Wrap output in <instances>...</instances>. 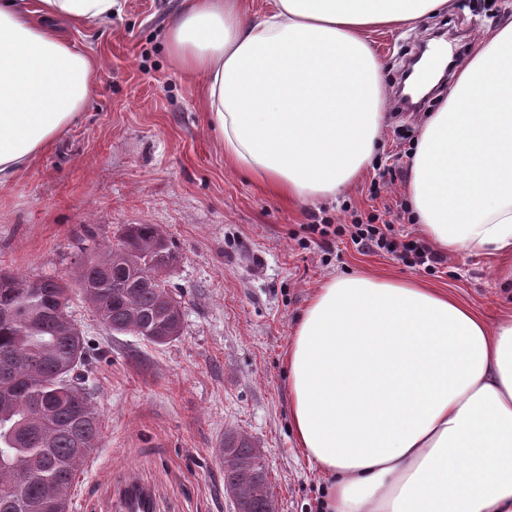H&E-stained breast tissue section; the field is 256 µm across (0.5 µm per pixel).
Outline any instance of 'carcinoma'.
<instances>
[{
  "instance_id": "1",
  "label": "carcinoma",
  "mask_w": 512,
  "mask_h": 512,
  "mask_svg": "<svg viewBox=\"0 0 512 512\" xmlns=\"http://www.w3.org/2000/svg\"><path fill=\"white\" fill-rule=\"evenodd\" d=\"M82 252L77 282L99 322L155 344L176 338L161 315L173 296L161 279L174 256L155 224H127L118 243ZM70 284L0 269V512H59L100 435L85 388V339L69 328ZM244 463L232 478L267 475L252 467L253 443L232 441Z\"/></svg>"
}]
</instances>
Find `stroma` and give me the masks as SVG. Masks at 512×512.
Here are the masks:
<instances>
[{
  "label": "stroma",
  "mask_w": 512,
  "mask_h": 512,
  "mask_svg": "<svg viewBox=\"0 0 512 512\" xmlns=\"http://www.w3.org/2000/svg\"><path fill=\"white\" fill-rule=\"evenodd\" d=\"M180 4L121 0L111 24L63 29L102 69L73 124L0 185V268L74 280L81 248L116 243L127 224L158 225L176 255L165 279L182 303L183 330L168 343L111 333L81 296L71 302L91 346L83 372L100 437L96 466L76 477L69 512H106L131 474L153 512H235L217 458L232 432L265 450L280 512H320L326 481L295 442L283 363L316 288L357 271L418 279L491 323L512 312V298L499 296L494 256L462 251L432 273L358 250L346 235L327 249L301 246L313 220L347 223L405 201L410 143L394 130L410 115L385 114L375 160L396 176L380 199L369 196L370 169L335 200L288 206L225 166L197 80L172 68L165 31ZM452 20L463 30L448 41L463 60L512 21V0H450L446 12L369 32L388 94L417 46Z\"/></svg>",
  "instance_id": "stroma-1"
}]
</instances>
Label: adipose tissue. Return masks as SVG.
Segmentation results:
<instances>
[{"instance_id": "obj_1", "label": "adipose tissue", "mask_w": 512, "mask_h": 512, "mask_svg": "<svg viewBox=\"0 0 512 512\" xmlns=\"http://www.w3.org/2000/svg\"><path fill=\"white\" fill-rule=\"evenodd\" d=\"M118 0H0V184L90 100L100 64L60 26L107 24ZM448 0H184L166 30L202 78L224 160L287 201L336 195L384 124L366 33ZM405 192L437 250L505 258L512 288V22L461 66L416 141ZM296 443L325 476L323 512H512V314L489 324L448 292L367 273L312 295L284 355Z\"/></svg>"}]
</instances>
